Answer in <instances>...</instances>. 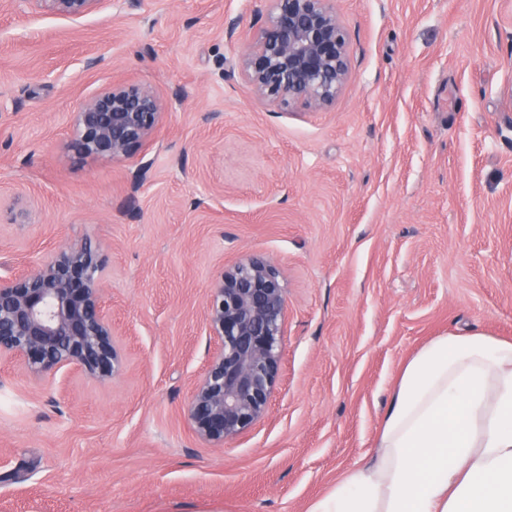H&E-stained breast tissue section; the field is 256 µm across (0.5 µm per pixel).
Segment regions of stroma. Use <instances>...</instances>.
Here are the masks:
<instances>
[{"label":"stroma","mask_w":512,"mask_h":512,"mask_svg":"<svg viewBox=\"0 0 512 512\" xmlns=\"http://www.w3.org/2000/svg\"><path fill=\"white\" fill-rule=\"evenodd\" d=\"M351 69L316 111L255 94L268 0H110L73 22L0 0V255L103 262L124 370L51 381L0 359V512H308L368 455L404 363L434 337L512 340V0H335ZM162 125L84 159L73 115L116 80ZM283 273L266 415L217 448L188 416L211 285Z\"/></svg>","instance_id":"1"}]
</instances>
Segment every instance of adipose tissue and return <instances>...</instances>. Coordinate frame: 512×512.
<instances>
[{"mask_svg":"<svg viewBox=\"0 0 512 512\" xmlns=\"http://www.w3.org/2000/svg\"><path fill=\"white\" fill-rule=\"evenodd\" d=\"M309 512H512V341L451 332L419 348L372 454Z\"/></svg>","mask_w":512,"mask_h":512,"instance_id":"obj_1","label":"adipose tissue"}]
</instances>
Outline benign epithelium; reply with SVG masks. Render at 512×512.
Listing matches in <instances>:
<instances>
[{
	"label": "benign epithelium",
	"mask_w": 512,
	"mask_h": 512,
	"mask_svg": "<svg viewBox=\"0 0 512 512\" xmlns=\"http://www.w3.org/2000/svg\"><path fill=\"white\" fill-rule=\"evenodd\" d=\"M80 20L108 0H35ZM266 25L243 57L253 89L278 108L315 110L331 104L349 75L348 40L334 0H269ZM163 103L150 86L113 83L74 115L73 149L126 160L162 123ZM103 266L88 245H70L20 272L0 275V358L48 378L74 367L90 380L123 369L112 323L100 303ZM287 288L276 264L250 256L224 270L204 308L215 340L194 384L189 416L196 434L216 447L236 439L266 413L280 370Z\"/></svg>",
	"instance_id": "7a95c632"
}]
</instances>
